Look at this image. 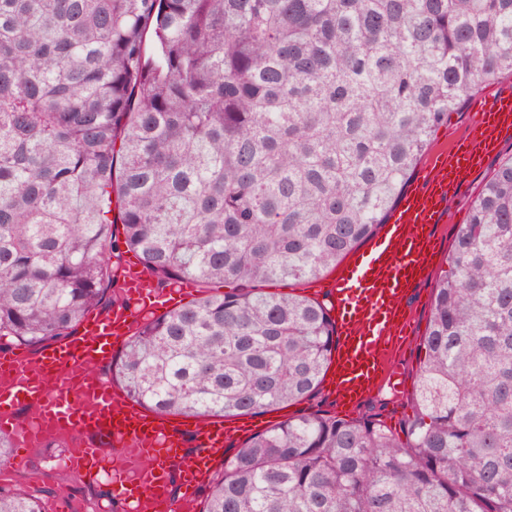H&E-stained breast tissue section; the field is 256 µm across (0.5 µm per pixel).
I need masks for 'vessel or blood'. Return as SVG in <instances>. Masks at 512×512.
<instances>
[{"label": "vessel or blood", "mask_w": 512, "mask_h": 512, "mask_svg": "<svg viewBox=\"0 0 512 512\" xmlns=\"http://www.w3.org/2000/svg\"><path fill=\"white\" fill-rule=\"evenodd\" d=\"M457 140L437 148L415 177L377 234L350 257L336 280L318 287L336 329V348L328 393L336 407L364 401L382 378L400 338L411 322L407 305L426 278L438 251L439 224L462 178L482 165L512 138V93L484 94ZM123 300L106 313L87 315L79 335L48 345L33 360L41 373L30 376L25 354L8 343L0 355H11V380L0 387V430L12 435L16 450L11 467H19L37 434L53 439L60 429L94 434L93 443H69L62 461L86 479L109 480L124 512H140L141 496L157 492L156 512H181L200 487L208 485L225 446L237 440L244 424L234 420H186L143 409L122 397L103 369L120 340L149 314L170 310L184 293L183 285L157 289L140 263H124L119 271ZM80 377L94 399L85 408L71 391ZM36 403V421L19 418L20 404ZM116 447L139 448L146 466L138 474L112 465Z\"/></svg>", "instance_id": "b4317fda"}]
</instances>
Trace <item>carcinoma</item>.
Listing matches in <instances>:
<instances>
[{
  "instance_id": "obj_1",
  "label": "carcinoma",
  "mask_w": 512,
  "mask_h": 512,
  "mask_svg": "<svg viewBox=\"0 0 512 512\" xmlns=\"http://www.w3.org/2000/svg\"><path fill=\"white\" fill-rule=\"evenodd\" d=\"M504 75L512 0H0V341L74 335L119 299L126 249L203 288L112 360L129 399L227 418L312 396L331 318L261 286L336 268L432 132ZM420 347L405 438L325 411L276 423L201 512H512V155ZM51 493L35 468L0 512Z\"/></svg>"
}]
</instances>
